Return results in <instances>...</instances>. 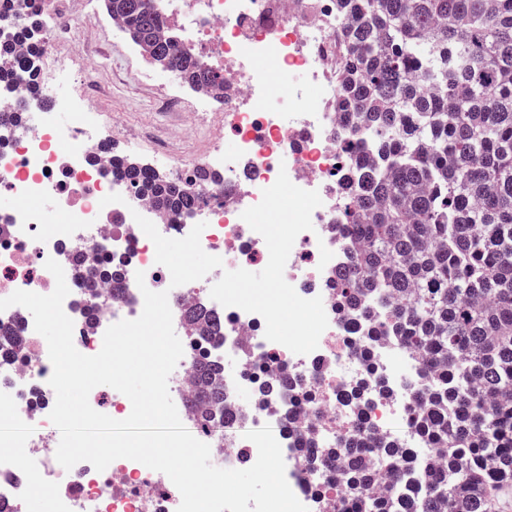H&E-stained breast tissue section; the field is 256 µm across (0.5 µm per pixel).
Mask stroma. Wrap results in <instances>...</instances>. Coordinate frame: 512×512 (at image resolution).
I'll return each instance as SVG.
<instances>
[{
	"mask_svg": "<svg viewBox=\"0 0 512 512\" xmlns=\"http://www.w3.org/2000/svg\"><path fill=\"white\" fill-rule=\"evenodd\" d=\"M72 21L86 44L98 46L94 66L76 59L71 67L76 87L95 84L94 118L112 133L114 150L139 157L161 169L177 160L201 156L209 146V125L181 131L177 113L160 104L172 86L164 70L146 75L142 60L128 37L113 34L100 19L90 18L83 0H70Z\"/></svg>",
	"mask_w": 512,
	"mask_h": 512,
	"instance_id": "obj_1",
	"label": "stroma"
}]
</instances>
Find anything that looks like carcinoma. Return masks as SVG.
<instances>
[{
    "label": "carcinoma",
    "instance_id": "obj_1",
    "mask_svg": "<svg viewBox=\"0 0 512 512\" xmlns=\"http://www.w3.org/2000/svg\"><path fill=\"white\" fill-rule=\"evenodd\" d=\"M338 137L370 139L339 195L336 237L352 251L336 306L378 313L381 335L427 361L412 427L432 460L411 462L398 440L364 420L326 454L322 512H489L512 481V0H341ZM150 61L223 97L224 78L166 36L150 0H104ZM0 45V75L24 65ZM112 170L173 215L190 214L204 169L175 181L129 154ZM197 336L220 325L196 307ZM193 408L222 428L224 362L195 368Z\"/></svg>",
    "mask_w": 512,
    "mask_h": 512
}]
</instances>
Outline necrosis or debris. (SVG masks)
Segmentation results:
<instances>
[{"label":"necrosis or debris","instance_id":"1","mask_svg":"<svg viewBox=\"0 0 512 512\" xmlns=\"http://www.w3.org/2000/svg\"><path fill=\"white\" fill-rule=\"evenodd\" d=\"M165 26L186 48L202 53L224 75V118L236 137L233 156L214 151L202 167L224 174V187L206 186L195 212H158L112 172V142L80 118L89 93L58 92L57 79L69 76L68 60L81 35L70 33L68 0H0V43L32 56L18 70L0 103L22 107L21 124L0 125V188L15 202L0 212V299L16 290L49 294L55 278L47 259L63 267L69 294L63 302L72 320L73 342L85 355L97 354L106 329L138 318L146 288L167 291L174 330L184 354L168 380L181 403L185 427L209 444L216 467L238 468L237 449L256 461L254 443L236 430L217 433L204 425L188 403L198 359L185 312L203 304L222 317L220 350L237 362L224 382V406L240 423L271 424L283 452L303 440L318 449L335 447L361 416L351 402L367 395L369 416L383 437L402 427L405 447H419L409 426L408 389L419 364L400 346L368 344L364 327H351L336 308L333 288L348 254L336 241V198L344 186L346 150L336 84L341 30L335 0H155ZM45 12L53 25L37 40L19 31L16 12ZM294 84L273 86L281 74ZM70 112L69 125L50 121ZM152 221L169 238L185 237L204 223L202 248L223 260L203 279L171 287L170 273L155 261V247L135 222ZM108 253L118 270L119 290L107 303L88 307L83 274ZM273 268V304L259 308L242 290L255 263ZM18 330L22 341L0 357V409L26 432L0 450V512H29L30 484H40L55 512H176L181 495L163 473L129 460L104 471L88 462L64 469L56 460L57 429L49 419L56 394L49 384L53 366L48 346L21 306L0 311V330ZM268 380L298 378L306 399L296 403L287 390L268 404L241 403V388H253L257 363Z\"/></svg>","mask_w":512,"mask_h":512}]
</instances>
